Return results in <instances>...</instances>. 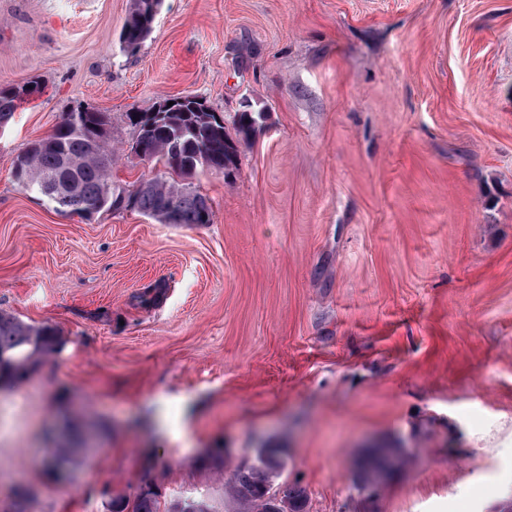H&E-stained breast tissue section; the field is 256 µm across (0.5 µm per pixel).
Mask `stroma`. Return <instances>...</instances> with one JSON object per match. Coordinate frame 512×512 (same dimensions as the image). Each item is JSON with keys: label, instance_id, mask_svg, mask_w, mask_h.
Here are the masks:
<instances>
[{"label": "stroma", "instance_id": "35a3bbf8", "mask_svg": "<svg viewBox=\"0 0 512 512\" xmlns=\"http://www.w3.org/2000/svg\"><path fill=\"white\" fill-rule=\"evenodd\" d=\"M0 0V313L59 351L0 392V512H239L275 447L309 512H501L512 500V0ZM195 94L232 177L129 157L127 115ZM105 113L116 186L204 196L208 224L55 211L12 161L77 107ZM163 292H155V285ZM74 412L69 480L42 439ZM403 449L377 492L367 449ZM161 0H133L120 40L126 51H136L152 31ZM156 496L151 488L141 489L132 499L113 491L111 512H161Z\"/></svg>", "mask_w": 512, "mask_h": 512}]
</instances>
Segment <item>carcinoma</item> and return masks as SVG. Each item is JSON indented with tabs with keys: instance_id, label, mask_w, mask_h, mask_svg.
Wrapping results in <instances>:
<instances>
[{
	"instance_id": "obj_1",
	"label": "carcinoma",
	"mask_w": 512,
	"mask_h": 512,
	"mask_svg": "<svg viewBox=\"0 0 512 512\" xmlns=\"http://www.w3.org/2000/svg\"><path fill=\"white\" fill-rule=\"evenodd\" d=\"M161 0H133L123 26L122 48L137 50L152 31ZM20 101L17 89H0V128L13 118ZM136 133L135 144L146 160L162 158L169 167L182 173L197 166L224 172L229 177L237 170L238 150L224 126L210 123L188 108L172 112L162 123L141 121V113L127 115ZM256 124L252 112H240L236 126L240 140L251 139ZM106 117L92 111L78 125L62 119L47 140L38 142L13 160L17 180L52 203L61 213L92 214L101 210L118 211L127 190L110 181L112 151ZM205 198L183 186L155 177L151 185L132 198V208L164 224H209L212 210ZM61 338L49 327L24 324L0 314V388L24 380L39 363V358L58 352ZM404 461L402 449L388 448L383 454H370L356 481L365 490L376 485L377 475L394 472ZM284 463L276 448H265L257 463L240 470L232 478L236 495L253 506L254 512H268L270 478L279 474ZM288 512H307L308 494L298 484H288L280 492ZM111 512H161L156 493L142 489L134 497L112 493Z\"/></svg>"
}]
</instances>
